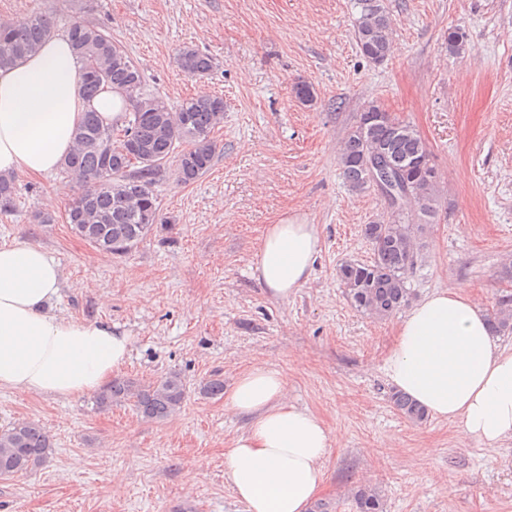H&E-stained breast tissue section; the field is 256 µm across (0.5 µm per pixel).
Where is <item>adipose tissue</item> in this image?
Masks as SVG:
<instances>
[{
  "mask_svg": "<svg viewBox=\"0 0 512 512\" xmlns=\"http://www.w3.org/2000/svg\"><path fill=\"white\" fill-rule=\"evenodd\" d=\"M80 85L63 36L0 69V174L54 171L84 112L121 121L129 106L121 93L88 100ZM319 250L318 225H269L252 275L270 297L288 298L307 282ZM62 283L60 266L40 246H0V389L69 398L102 388L127 361L130 336L103 321L54 311ZM386 376L394 389L465 435L488 446L512 440V350L495 342L485 313L463 293L441 290L408 310ZM228 403L248 420L224 454L234 497L246 512H307L325 483L330 435L324 422L289 404L282 376L269 367L242 373Z\"/></svg>",
  "mask_w": 512,
  "mask_h": 512,
  "instance_id": "adipose-tissue-1",
  "label": "adipose tissue"
}]
</instances>
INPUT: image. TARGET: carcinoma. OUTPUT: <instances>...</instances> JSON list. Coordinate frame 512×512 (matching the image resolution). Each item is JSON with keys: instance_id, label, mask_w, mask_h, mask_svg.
I'll use <instances>...</instances> for the list:
<instances>
[{"instance_id": "carcinoma-1", "label": "carcinoma", "mask_w": 512, "mask_h": 512, "mask_svg": "<svg viewBox=\"0 0 512 512\" xmlns=\"http://www.w3.org/2000/svg\"><path fill=\"white\" fill-rule=\"evenodd\" d=\"M354 23L357 46L376 64L391 55L392 21L383 0H360ZM56 33L53 13L36 12L22 27L0 22V69L35 54ZM82 77V95L91 99L105 89L117 90L132 102L119 124H106L88 111L75 132L74 145L61 164V173L77 181L81 191L67 209L66 222L95 249L122 257L154 230L159 219L155 187L168 169L178 182L189 184L205 174L214 161L215 129L224 121V97L201 94L174 105L144 90L140 68L101 27L76 19L66 29ZM179 69L204 78L213 58L186 47L177 55ZM383 154L399 170L402 199L386 221L366 224L364 238L373 251L371 263L346 262L339 278L350 304L365 316L384 320L409 298L407 274L419 253L422 225L419 215L432 218L438 178L419 165L431 151L411 123L386 111L378 102L365 103L355 125L340 146L338 163L349 189L361 192L373 185V160ZM110 156L104 166V156ZM15 177L0 175V214L16 211ZM492 333L512 334V293L496 298L488 314ZM186 399V385L177 373L148 384L114 378L94 396L97 409L131 402L147 421L160 422L178 413ZM393 407L407 420L421 423L425 409L408 395L393 391ZM41 425L19 421L0 430V477L30 471L53 451ZM354 512H384L381 491L360 485L351 492Z\"/></svg>"}]
</instances>
